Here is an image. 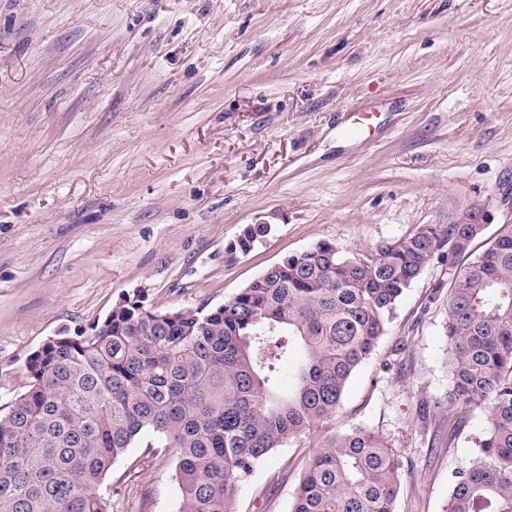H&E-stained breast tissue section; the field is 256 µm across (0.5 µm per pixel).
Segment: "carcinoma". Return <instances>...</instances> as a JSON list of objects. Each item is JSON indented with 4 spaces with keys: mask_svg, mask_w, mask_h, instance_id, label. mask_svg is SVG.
<instances>
[{
    "mask_svg": "<svg viewBox=\"0 0 512 512\" xmlns=\"http://www.w3.org/2000/svg\"><path fill=\"white\" fill-rule=\"evenodd\" d=\"M481 224H421L347 257L323 241L223 305L155 312L125 300L109 330L77 332L28 361V390L0 409V512H109L100 488L136 443L177 453L178 512H233L237 484L273 450L333 415L397 303L433 258L448 267V405L487 413L447 512H512V224L471 257ZM267 224H247L230 254ZM294 380L280 390L283 375ZM396 451L337 434L312 456L291 512H394Z\"/></svg>",
    "mask_w": 512,
    "mask_h": 512,
    "instance_id": "cac0c4a2",
    "label": "carcinoma"
}]
</instances>
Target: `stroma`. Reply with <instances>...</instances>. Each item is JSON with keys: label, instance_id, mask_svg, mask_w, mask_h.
Instances as JSON below:
<instances>
[{"label": "stroma", "instance_id": "stroma-1", "mask_svg": "<svg viewBox=\"0 0 512 512\" xmlns=\"http://www.w3.org/2000/svg\"><path fill=\"white\" fill-rule=\"evenodd\" d=\"M507 222L512 0H0V408L50 337L124 300L213 308L323 240L352 256L480 224L478 254ZM447 279L432 261L335 414L264 458L234 512H290L314 452L357 427L402 462L395 512H446L486 426L448 431ZM176 464L129 448L101 486L113 512H177ZM270 232V227L267 224H247L241 230L236 241L228 246L227 252L229 254H246L253 249L257 242L267 237Z\"/></svg>", "mask_w": 512, "mask_h": 512}]
</instances>
